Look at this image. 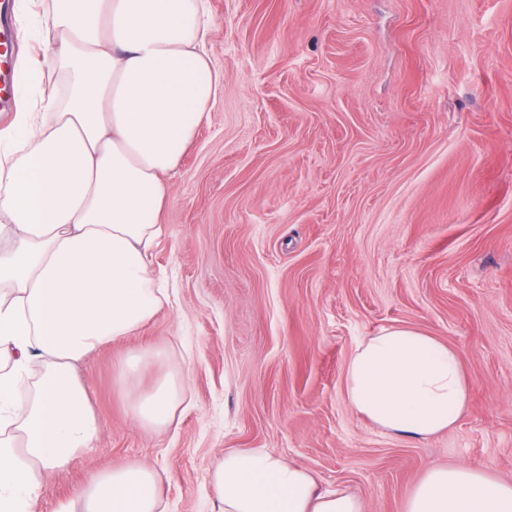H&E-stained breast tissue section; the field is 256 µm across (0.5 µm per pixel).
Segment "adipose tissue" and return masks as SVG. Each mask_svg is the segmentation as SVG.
Masks as SVG:
<instances>
[{
	"label": "adipose tissue",
	"instance_id": "adipose-tissue-1",
	"mask_svg": "<svg viewBox=\"0 0 512 512\" xmlns=\"http://www.w3.org/2000/svg\"><path fill=\"white\" fill-rule=\"evenodd\" d=\"M53 37L60 86L27 67L0 130V512H37L46 474L95 448L98 421L73 364L135 335L168 295L151 267L173 171L206 120L220 77L203 48L206 0H22ZM163 347L127 353L119 378L132 419L175 418L184 386ZM41 368L32 387L25 376ZM350 408L383 431L422 439L463 414L469 387L456 351L406 326L356 348ZM224 512H363L341 489L265 448L225 452L210 474ZM161 473L145 462L94 472L56 512H160ZM403 512H512V483L458 465L426 471Z\"/></svg>",
	"mask_w": 512,
	"mask_h": 512
}]
</instances>
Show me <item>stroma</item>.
<instances>
[{"mask_svg":"<svg viewBox=\"0 0 512 512\" xmlns=\"http://www.w3.org/2000/svg\"><path fill=\"white\" fill-rule=\"evenodd\" d=\"M221 86L166 181L152 252L171 303L78 363L103 424L45 478L55 512L92 471L136 461L165 512H220L210 469L266 448L364 512H402L433 467L512 482V0H208ZM453 347L468 406L422 440L384 432L344 395L379 329ZM161 345L150 389L183 372L177 421L146 431L117 361Z\"/></svg>","mask_w":512,"mask_h":512,"instance_id":"1","label":"stroma"}]
</instances>
